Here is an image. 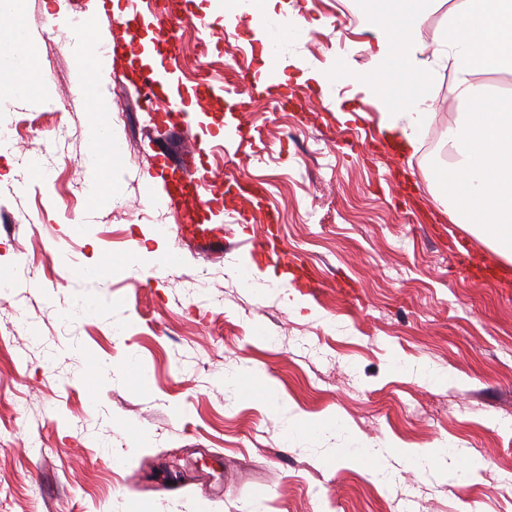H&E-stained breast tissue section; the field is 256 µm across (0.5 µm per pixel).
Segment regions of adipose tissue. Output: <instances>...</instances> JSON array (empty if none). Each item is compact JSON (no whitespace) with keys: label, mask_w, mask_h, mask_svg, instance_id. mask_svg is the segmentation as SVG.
<instances>
[{"label":"adipose tissue","mask_w":512,"mask_h":512,"mask_svg":"<svg viewBox=\"0 0 512 512\" xmlns=\"http://www.w3.org/2000/svg\"><path fill=\"white\" fill-rule=\"evenodd\" d=\"M435 0H387L367 22L359 47L373 67L354 70L347 56L334 66L306 71L299 59L290 67L319 89L348 83L374 92L393 84L396 93L383 103L378 130L408 156H415L433 120L426 85L440 70L451 76L449 94L460 113L448 129V174L457 186L449 197L452 220L512 264V93L481 83L483 73H512V0H454L430 37L422 31Z\"/></svg>","instance_id":"adipose-tissue-1"}]
</instances>
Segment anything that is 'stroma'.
Masks as SVG:
<instances>
[{"label":"stroma","mask_w":512,"mask_h":512,"mask_svg":"<svg viewBox=\"0 0 512 512\" xmlns=\"http://www.w3.org/2000/svg\"><path fill=\"white\" fill-rule=\"evenodd\" d=\"M160 3L209 22L178 31L186 86L197 69L235 90L261 79L268 45L285 87L243 112L209 102L179 137L176 113L143 110L128 52L105 108L79 92L96 78L81 47L107 27L81 38L53 0H16L47 81L37 97L0 79V121L21 124L0 155V512H512V283L467 273L488 249L434 197L457 117L441 85L421 150L386 155L361 116L371 96L288 66L329 62L358 27L352 0H288L299 23L270 18L263 43L247 21L228 30L219 0ZM163 154L265 197L227 200L223 247L189 251L146 199ZM94 163L112 168L97 198ZM270 231L297 262L269 258L275 289L243 294L239 270ZM291 289L304 308L284 304ZM359 442L368 463L345 457ZM438 444L481 467L453 486L401 455Z\"/></svg>","instance_id":"stroma-1"}]
</instances>
